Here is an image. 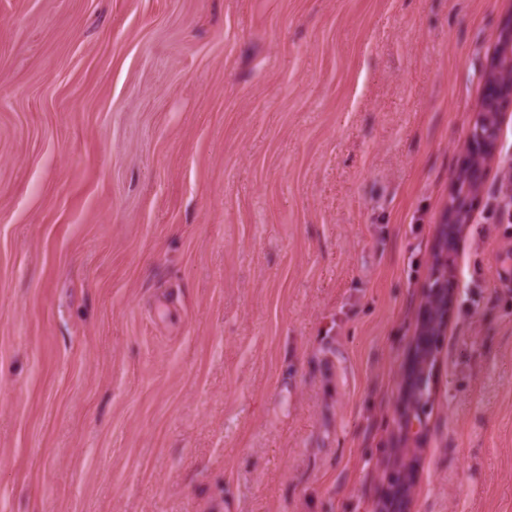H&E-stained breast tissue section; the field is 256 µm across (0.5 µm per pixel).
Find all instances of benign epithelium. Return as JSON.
<instances>
[{
    "label": "benign epithelium",
    "instance_id": "7a95c632",
    "mask_svg": "<svg viewBox=\"0 0 512 512\" xmlns=\"http://www.w3.org/2000/svg\"><path fill=\"white\" fill-rule=\"evenodd\" d=\"M505 46L512 48V19L496 32L495 49L483 74L485 93L481 113L472 126L468 157L461 169L470 192L448 202V210L439 225L432 275L423 290L417 329L402 372L400 428L410 445L420 440L427 430L425 407L432 400L431 384L439 366L436 338L448 327V315L456 293L451 264L460 231L469 222L470 202L480 193L488 165L496 155L502 113L512 108V74L502 77L496 70L499 51ZM411 454L409 447L394 449L390 467L395 479L387 483L377 512H411L416 487Z\"/></svg>",
    "mask_w": 512,
    "mask_h": 512
}]
</instances>
